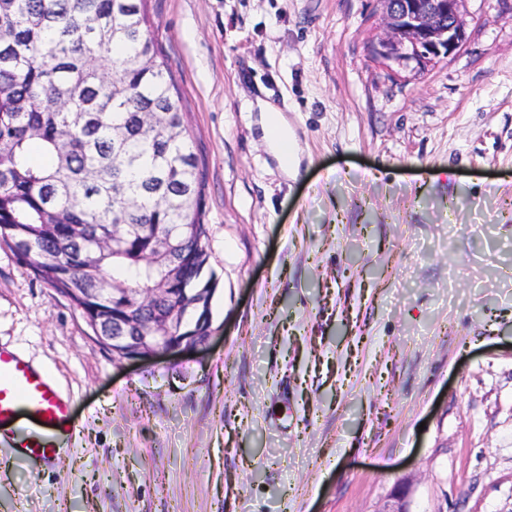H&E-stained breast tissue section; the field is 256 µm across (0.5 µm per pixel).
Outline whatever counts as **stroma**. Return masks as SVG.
Segmentation results:
<instances>
[{
	"mask_svg": "<svg viewBox=\"0 0 512 512\" xmlns=\"http://www.w3.org/2000/svg\"><path fill=\"white\" fill-rule=\"evenodd\" d=\"M204 171L215 333L118 361L0 246V345L73 449L0 512H512V0L423 74L378 0H149ZM300 164L281 169L257 100Z\"/></svg>",
	"mask_w": 512,
	"mask_h": 512,
	"instance_id": "1",
	"label": "stroma"
}]
</instances>
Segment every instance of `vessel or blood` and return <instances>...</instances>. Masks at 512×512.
I'll return each instance as SVG.
<instances>
[{"instance_id":"obj_1","label":"vessel or blood","mask_w":512,"mask_h":512,"mask_svg":"<svg viewBox=\"0 0 512 512\" xmlns=\"http://www.w3.org/2000/svg\"><path fill=\"white\" fill-rule=\"evenodd\" d=\"M76 426L54 382L18 353L0 347V444L51 462L68 453Z\"/></svg>"}]
</instances>
